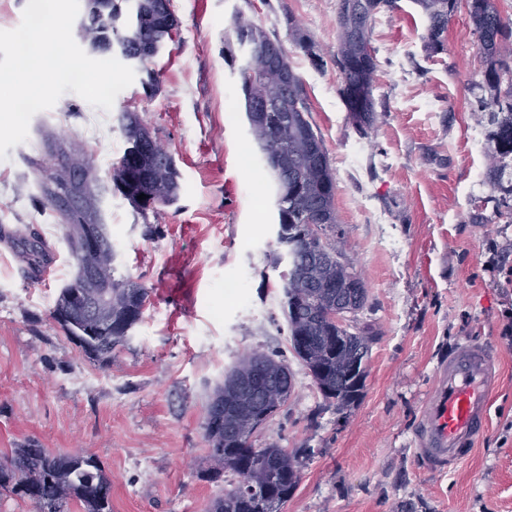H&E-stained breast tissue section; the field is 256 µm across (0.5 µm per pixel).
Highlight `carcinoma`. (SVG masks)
<instances>
[{
	"label": "carcinoma",
	"mask_w": 512,
	"mask_h": 512,
	"mask_svg": "<svg viewBox=\"0 0 512 512\" xmlns=\"http://www.w3.org/2000/svg\"><path fill=\"white\" fill-rule=\"evenodd\" d=\"M98 0H84L90 28L98 31L101 44L118 42L130 56L152 57V48L160 39L170 40L178 28L174 14H161L151 0H138L140 11L130 29H118L112 19L96 9ZM458 0H415L427 14L430 25L427 48H444V33ZM393 0H339L338 35L334 62L343 84L341 95L348 111L364 129L373 122V75L377 68L370 47L374 15ZM469 17L478 34L480 51L493 62L500 43L512 35V22L505 19L496 0H466ZM233 33L240 44L264 46L277 44L262 28L238 17ZM279 68L288 72V82L277 71L251 73L241 69L242 106L250 114L253 102L279 100L263 113L260 124H249L257 147L278 186L277 212L282 216L278 243L293 251L288 275L282 286V309L286 317L290 349L308 370L323 398L338 407L353 404L363 389L367 375L369 341L343 323H333L325 309L338 302L361 310L367 301L362 278L342 261L343 254L325 240L336 233L334 206L335 178L329 165L321 135L310 121L311 107L302 80L283 50ZM485 80L492 91L482 101L488 113L490 137L495 141L490 177L499 182L505 175L504 160L512 156V94L497 93L500 70L491 65ZM121 129L127 147L112 165V185L137 211L148 207L135 202L141 194L146 202L167 206L180 195V173L155 154L156 137L135 112L121 114ZM305 224L322 225V238L312 251L304 249L296 234ZM116 250L110 236L103 238L100 252L82 260L95 278L85 280L86 294L98 292L95 283L109 286L112 305L100 309L93 326L70 305L69 286L56 300L53 316L65 335L90 360L107 363L112 351L127 342L128 332L141 321L148 289L130 278L115 276ZM293 389V374L288 362L273 353H247L238 358L216 385L206 405L205 437L213 478L228 471L240 476L245 466L251 472V489L239 490V482L230 484L215 498L208 512H281L300 481V457L303 448L288 451L275 443L255 449L250 424L261 422V414L270 420L287 402ZM0 493L32 503L37 512H71L76 505L82 512H112V477L92 456L75 458L70 453L46 451L30 444L11 450L0 461Z\"/></svg>",
	"instance_id": "obj_1"
}]
</instances>
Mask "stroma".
Wrapping results in <instances>:
<instances>
[{
    "label": "stroma",
    "mask_w": 512,
    "mask_h": 512,
    "mask_svg": "<svg viewBox=\"0 0 512 512\" xmlns=\"http://www.w3.org/2000/svg\"><path fill=\"white\" fill-rule=\"evenodd\" d=\"M179 22L110 110L68 92L35 114L25 142L0 159V458L32 444L80 449L112 476V512H206L226 488L209 474L205 408L242 354H288L281 271L273 259L277 184L242 110L233 23L278 38L301 77L335 183L336 244L361 275L367 302L353 318L374 336L354 404L325 402L290 360L293 392L253 445L307 449L282 512H512V346L501 336L512 281V208L486 175L495 144L479 101L486 64L466 4L425 51L429 19L414 0L380 10L371 27L375 119L360 129L340 95L333 55L338 0H171ZM309 48L296 47L293 29ZM133 107L174 157L178 201L137 214L105 193L100 208L120 274L143 284L141 321L110 363L89 360L51 311L75 273L62 218L28 158L81 150L102 184L126 141ZM36 234L44 248L24 245ZM176 270L190 304L166 293ZM239 279L238 295L223 285ZM500 353L499 390L473 457L437 474L414 450L436 367L463 339Z\"/></svg>",
    "instance_id": "obj_1"
}]
</instances>
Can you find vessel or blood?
<instances>
[{"label":"vessel or blood","mask_w":512,"mask_h":512,"mask_svg":"<svg viewBox=\"0 0 512 512\" xmlns=\"http://www.w3.org/2000/svg\"><path fill=\"white\" fill-rule=\"evenodd\" d=\"M496 362L488 346L464 341L439 363L416 429V454L426 468L444 471L472 455L488 425Z\"/></svg>","instance_id":"obj_1"}]
</instances>
